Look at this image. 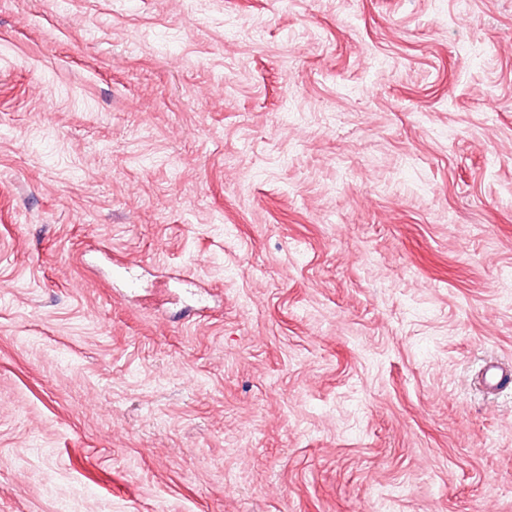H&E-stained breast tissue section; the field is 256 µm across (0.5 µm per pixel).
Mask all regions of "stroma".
<instances>
[{"label":"stroma","instance_id":"obj_1","mask_svg":"<svg viewBox=\"0 0 512 512\" xmlns=\"http://www.w3.org/2000/svg\"><path fill=\"white\" fill-rule=\"evenodd\" d=\"M512 0H0V512H512Z\"/></svg>","mask_w":512,"mask_h":512}]
</instances>
